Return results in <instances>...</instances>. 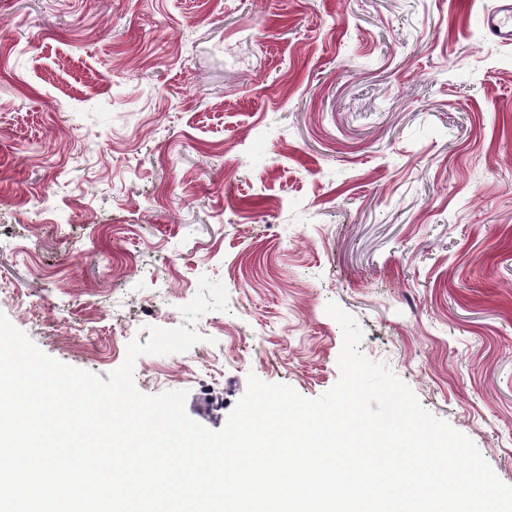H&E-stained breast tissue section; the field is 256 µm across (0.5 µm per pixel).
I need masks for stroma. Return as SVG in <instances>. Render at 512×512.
Returning a JSON list of instances; mask_svg holds the SVG:
<instances>
[{
    "mask_svg": "<svg viewBox=\"0 0 512 512\" xmlns=\"http://www.w3.org/2000/svg\"><path fill=\"white\" fill-rule=\"evenodd\" d=\"M497 0H0V312L218 431L359 352L512 486V46ZM49 202H42V192ZM484 26L489 38L512 45V2L500 0L496 9L485 15Z\"/></svg>",
    "mask_w": 512,
    "mask_h": 512,
    "instance_id": "1",
    "label": "stroma"
}]
</instances>
